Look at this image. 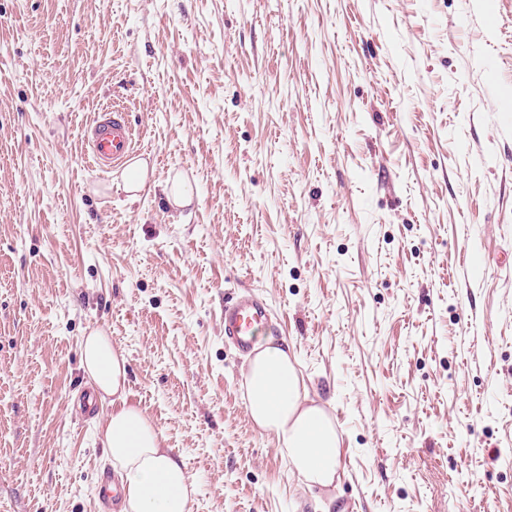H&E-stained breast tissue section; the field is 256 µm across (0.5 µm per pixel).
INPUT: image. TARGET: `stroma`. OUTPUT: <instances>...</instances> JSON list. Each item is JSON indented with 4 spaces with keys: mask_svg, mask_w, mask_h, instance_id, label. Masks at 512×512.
<instances>
[{
    "mask_svg": "<svg viewBox=\"0 0 512 512\" xmlns=\"http://www.w3.org/2000/svg\"><path fill=\"white\" fill-rule=\"evenodd\" d=\"M115 106L134 200L85 140ZM245 289L336 422L330 488L248 415ZM97 328L191 512H512V0H0V512H103ZM268 301L258 293L246 292L224 304V340L242 356L251 355L270 322Z\"/></svg>",
    "mask_w": 512,
    "mask_h": 512,
    "instance_id": "1",
    "label": "stroma"
}]
</instances>
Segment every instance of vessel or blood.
<instances>
[{
  "label": "vessel or blood",
  "mask_w": 512,
  "mask_h": 512,
  "mask_svg": "<svg viewBox=\"0 0 512 512\" xmlns=\"http://www.w3.org/2000/svg\"><path fill=\"white\" fill-rule=\"evenodd\" d=\"M87 142L96 169L108 171L134 152L132 128L124 113H99L87 129ZM270 322V306L259 294L247 292L224 306V339L239 354L251 355Z\"/></svg>",
  "instance_id": "b4317fda"
}]
</instances>
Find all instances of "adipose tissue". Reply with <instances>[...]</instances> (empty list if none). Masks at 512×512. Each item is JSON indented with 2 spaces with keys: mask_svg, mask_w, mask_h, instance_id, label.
Returning a JSON list of instances; mask_svg holds the SVG:
<instances>
[{
  "mask_svg": "<svg viewBox=\"0 0 512 512\" xmlns=\"http://www.w3.org/2000/svg\"><path fill=\"white\" fill-rule=\"evenodd\" d=\"M82 362L97 390L120 406L104 427V445L119 474L124 512H190L194 486L179 455L138 407L126 404L127 359L104 332L82 344ZM247 411L262 432L275 436L280 451L308 486L331 487L341 440L331 414L302 385L287 346L257 347L244 379Z\"/></svg>",
  "mask_w": 512,
  "mask_h": 512,
  "instance_id": "obj_1",
  "label": "adipose tissue"
}]
</instances>
